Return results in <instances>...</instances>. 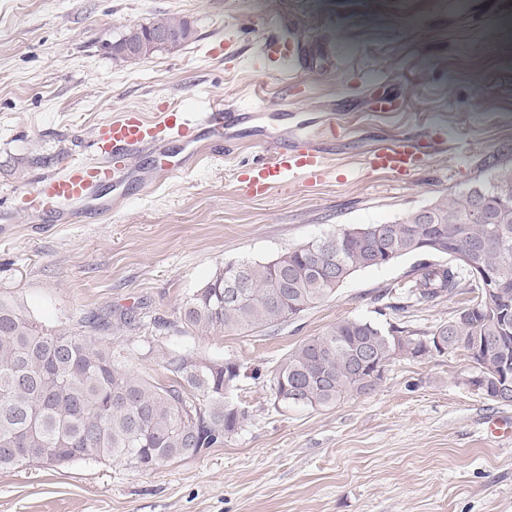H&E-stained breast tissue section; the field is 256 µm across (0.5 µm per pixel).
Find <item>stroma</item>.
Here are the masks:
<instances>
[{
  "instance_id": "obj_1",
  "label": "stroma",
  "mask_w": 512,
  "mask_h": 512,
  "mask_svg": "<svg viewBox=\"0 0 512 512\" xmlns=\"http://www.w3.org/2000/svg\"><path fill=\"white\" fill-rule=\"evenodd\" d=\"M189 19L179 49L119 63L123 25ZM292 21L315 55L301 93L249 62L262 36ZM220 48L212 57V48ZM402 108L378 116L366 99ZM259 105L240 146L121 202L85 224L35 223L38 179L95 163L114 114L150 117L173 104ZM334 126L321 144L331 175L262 197L239 189L261 129ZM447 136V153L405 177L363 171L364 154L405 133ZM512 146V0H0V299L49 329L93 313L134 312L105 338L117 360L166 381L170 357L231 358L228 399L245 409L222 446L148 471L95 457L0 470V512H512V435L487 431L512 404L464 383L460 351L390 363L374 391L322 408L275 403V369L336 321L371 319L432 330L469 294L412 302L418 254L353 273L335 294L279 329L201 336L180 306L216 265L270 260L351 225L392 224L469 187L482 161Z\"/></svg>"
}]
</instances>
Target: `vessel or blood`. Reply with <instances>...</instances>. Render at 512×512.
Segmentation results:
<instances>
[{"instance_id":"1","label":"vessel or blood","mask_w":512,"mask_h":512,"mask_svg":"<svg viewBox=\"0 0 512 512\" xmlns=\"http://www.w3.org/2000/svg\"><path fill=\"white\" fill-rule=\"evenodd\" d=\"M308 48L297 27L266 34L259 42L256 58L268 76L280 81L282 92L296 95L289 74L303 63ZM243 115L242 109L213 102L199 112H185L167 105L153 117L128 110L103 124L98 148L117 157L147 150L156 154L154 168L131 164L112 167L106 161L97 164H71L64 174L41 177L32 193L35 219H55L59 224H78L82 219L109 210L112 200L103 194L106 186L135 182L149 187L164 177L184 170L187 162L200 155L203 142H223ZM291 145L280 143L279 135H268L262 159L248 170L242 190L250 196L266 194L275 186L304 178L315 182L328 173L327 154L315 134L298 128L291 133ZM448 150L447 138H423L405 134L379 144L365 155L362 165L372 171L408 176L420 168L427 157Z\"/></svg>"}]
</instances>
